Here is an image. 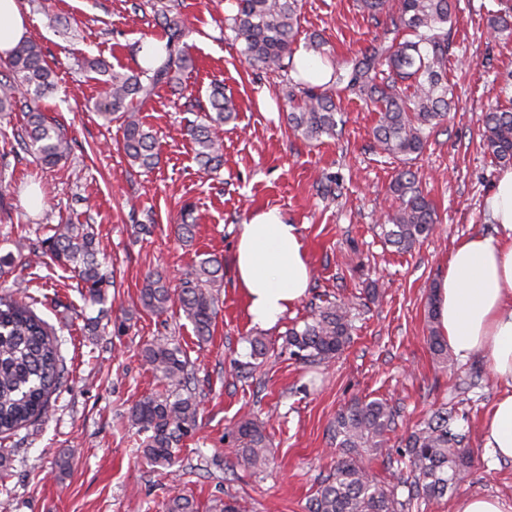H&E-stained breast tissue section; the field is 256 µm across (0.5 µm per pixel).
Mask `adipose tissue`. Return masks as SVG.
<instances>
[{
    "mask_svg": "<svg viewBox=\"0 0 512 512\" xmlns=\"http://www.w3.org/2000/svg\"><path fill=\"white\" fill-rule=\"evenodd\" d=\"M487 209L495 232L456 242L436 290L438 321L455 355L484 353L491 374L509 384L488 414L482 439L498 458L512 460V169L498 176ZM234 261L255 325H275L307 294L305 243L279 210L258 212L240 225Z\"/></svg>",
    "mask_w": 512,
    "mask_h": 512,
    "instance_id": "1",
    "label": "adipose tissue"
}]
</instances>
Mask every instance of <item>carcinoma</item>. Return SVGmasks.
<instances>
[{"label":"carcinoma","instance_id":"cac0c4a2","mask_svg":"<svg viewBox=\"0 0 512 512\" xmlns=\"http://www.w3.org/2000/svg\"><path fill=\"white\" fill-rule=\"evenodd\" d=\"M171 0H152L155 20L163 26L165 56L154 68L117 70L101 58L84 61L87 70L104 77V97L93 109L122 128V148L131 166L150 170L158 161L156 136L144 128L137 112L162 86L180 83L182 72L192 66L183 20ZM360 8L372 19L386 16L382 32L370 48L336 64L331 74L336 90L311 87L305 82L285 79L283 94L289 110L291 130L307 140L323 135L334 137L343 120L336 96L348 91L373 105L379 113L373 138L382 153L407 164L426 146L430 131L447 120L448 53L454 39L450 0H359ZM236 12L229 29L239 43V53L247 68L261 73L294 69L293 44L300 23V0H235ZM496 34L512 29V6L489 19ZM407 31L412 38L400 39ZM4 64L8 73L0 76V119L7 120L20 106L27 108L26 150L41 163L56 166L68 159L72 141L65 129L48 118L42 101L56 87L55 72L42 47L24 39L17 43ZM210 109L189 122L195 159L202 168L215 172L224 165L223 145L218 132L236 118L232 96L224 93V83L210 86ZM483 140L488 152L503 166L512 164V110L491 106L482 115ZM391 192L399 206L384 216L381 225L385 240L399 251H409L436 229L433 207L419 189L417 172L407 166L395 177ZM89 224H58L42 247L23 254L0 256V277L19 262L29 265L46 258L79 277L82 296L91 304L104 302L103 288L111 284L102 268L100 251ZM224 282L222 262L215 256L202 259L173 290L167 277L151 273L138 297L142 309L162 313L177 292L180 308L193 325L198 339L212 332L219 302L218 288ZM436 300L427 309L429 345L443 365H448V342L437 327ZM354 326L345 305L325 300L313 314L288 329L290 358L303 363L328 362L351 342ZM63 341L32 305L11 294L0 295V434L10 435L48 412L51 396L62 386L67 374ZM144 361L169 387L166 394L147 396L129 411L137 432L145 435L140 451L153 465L169 467L175 462L180 443L198 425L197 399L189 361L180 344L159 339L142 351ZM397 411L383 398L355 399L336 414L333 439L344 457L320 486L309 512H397L394 491L377 484L364 467V460L383 454L388 435L397 426ZM456 413L441 406L429 413L404 440L398 452L408 458L413 482L409 494L439 500L470 467L465 450L466 436L452 429ZM237 461L258 471L270 463L269 437L265 427L253 419H242L232 430ZM165 512H197L194 501L175 495L165 504Z\"/></svg>","mask_w":512,"mask_h":512}]
</instances>
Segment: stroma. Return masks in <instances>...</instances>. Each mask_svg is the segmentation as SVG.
I'll return each mask as SVG.
<instances>
[{
  "mask_svg": "<svg viewBox=\"0 0 512 512\" xmlns=\"http://www.w3.org/2000/svg\"><path fill=\"white\" fill-rule=\"evenodd\" d=\"M133 0H19L28 39L54 64L57 87L47 114L73 140L70 157L54 167L36 162L16 136L21 112L0 123V152L8 154L4 202L12 220L0 224V255L17 243L40 247L54 225L91 223L99 258L112 270L108 320L87 325L98 313L85 303L74 272L55 265H16L0 278V294L14 284L37 297L36 313L64 340L68 376L52 395L45 418L0 436V512H163L177 494L193 498L200 512L237 499L242 512H309V502L332 473L331 424L354 398H385L398 412L390 448L431 410L456 406L455 429L464 433L473 465L437 504L410 497L407 473L395 458L367 460L377 481L393 488L399 512H456L462 498L493 495L512 503V460H496L483 445L486 414L505 390L484 355L438 363L428 344L427 302L447 273L457 239L493 234L485 199L502 171L481 141L488 106L512 108V34H491L488 21L499 0H453L454 40L448 81L454 105L435 128L417 166L422 188L438 215L435 233L411 251L385 244L383 214L394 205L389 191L401 164L374 147L378 114L352 94L343 95L341 134L307 141L294 134L281 111L282 79L251 74L224 24L233 0H179L190 33L192 68L181 83L165 86L139 115L156 133L160 162L151 172L130 166L118 142L119 122L89 109L101 81L82 66L99 56L112 65L137 66L138 44L162 37L151 9ZM296 54L310 55L307 38L319 35L324 64L343 62L370 46L378 27L356 0H302ZM221 80L237 118L224 127V166L208 175L194 157L184 128L196 119L192 100L207 102L210 83ZM279 209L298 228L312 278L306 296L273 327L253 325L236 285L234 253L239 224L262 210ZM195 224L182 242L175 226L182 210ZM224 264L222 304L213 333L198 342L178 305L154 314L136 301L148 272L178 284L199 259ZM379 300L365 305L366 289ZM344 302L354 321L351 344L336 359L310 365L291 360L288 327L322 299ZM178 339L200 395L198 428L182 445L170 473L153 468L139 451L128 421L130 408L163 386L142 357L155 340ZM263 338L268 353L249 368L250 337ZM476 371L475 388L460 392L459 377ZM263 422L271 464L261 471L238 465L228 435L240 419ZM73 456L67 475L57 461Z\"/></svg>",
  "mask_w": 512,
  "mask_h": 512,
  "instance_id": "obj_1",
  "label": "stroma"
}]
</instances>
